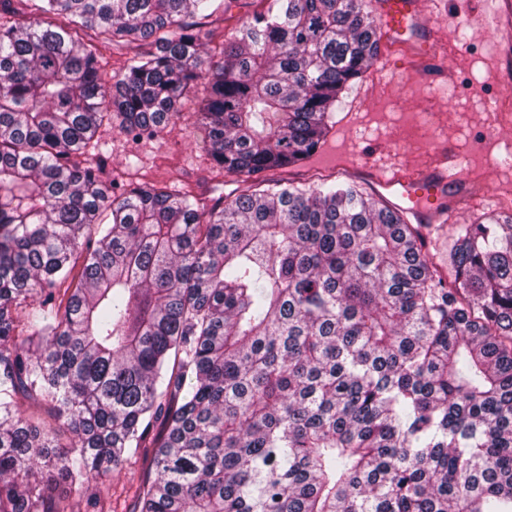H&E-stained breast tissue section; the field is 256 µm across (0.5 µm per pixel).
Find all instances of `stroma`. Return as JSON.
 I'll return each mask as SVG.
<instances>
[{
  "label": "stroma",
  "instance_id": "35a3bbf8",
  "mask_svg": "<svg viewBox=\"0 0 512 512\" xmlns=\"http://www.w3.org/2000/svg\"><path fill=\"white\" fill-rule=\"evenodd\" d=\"M419 26L406 41L383 40L378 57L364 78L353 84L336 107L332 135L343 136L338 165L316 176L315 164L272 172L275 180L315 186L353 181L367 192L375 185L360 156L396 165L423 168L442 150H450L465 169L467 181H481L482 194L458 209L454 221L471 223L483 213L512 212L499 192L508 176L504 149L512 144V125L496 130L485 123L487 102L512 104V63L498 50L499 34L481 17L492 0H420ZM214 14L198 32L205 57L220 59L224 43L258 0H214ZM442 35L438 61L415 59L417 41ZM202 87L184 98L182 117L174 128L154 137L132 139L116 123H104L94 141L103 160L104 184L178 186L206 198L237 193L235 178L214 169L205 128L197 121ZM146 469L134 465L98 484L104 512H135Z\"/></svg>",
  "mask_w": 512,
  "mask_h": 512
}]
</instances>
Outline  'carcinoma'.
I'll use <instances>...</instances> for the list:
<instances>
[{
  "instance_id": "obj_1",
  "label": "carcinoma",
  "mask_w": 512,
  "mask_h": 512,
  "mask_svg": "<svg viewBox=\"0 0 512 512\" xmlns=\"http://www.w3.org/2000/svg\"><path fill=\"white\" fill-rule=\"evenodd\" d=\"M23 2L0 9V512H67L52 484L135 460L137 512H512V213L455 225L445 275L356 183L264 178L371 66L372 0H268L218 61L211 0ZM199 80L233 198L75 161L111 114L174 127ZM137 50L136 47H126L121 50L113 51L112 48L102 49L104 57L103 64L107 75L113 76L121 72L127 64V60L133 57Z\"/></svg>"
}]
</instances>
